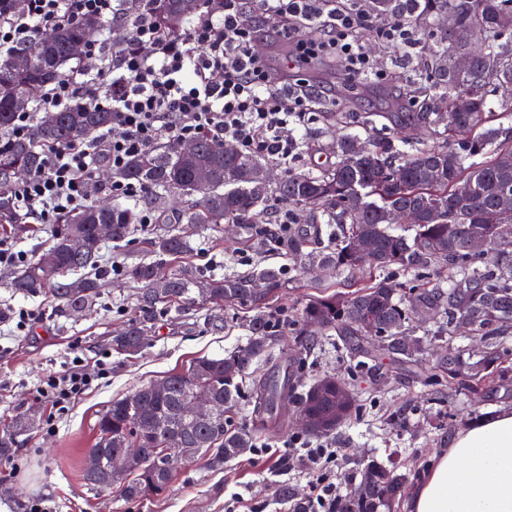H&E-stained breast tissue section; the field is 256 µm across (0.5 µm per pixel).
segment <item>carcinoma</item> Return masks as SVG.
I'll return each mask as SVG.
<instances>
[{
	"mask_svg": "<svg viewBox=\"0 0 512 512\" xmlns=\"http://www.w3.org/2000/svg\"><path fill=\"white\" fill-rule=\"evenodd\" d=\"M368 8L396 18L414 14L415 6L413 0H369ZM198 10L193 0H158L157 17L176 36ZM423 10L455 17L486 44L484 53L461 71L454 61L465 48L448 39V50L430 59L424 80L413 88L419 111L379 114L397 126L431 130L437 144L406 150L407 139L366 142L339 133L334 161L315 170L286 168L271 183L269 159L238 149L227 153L223 143L199 138L193 141L192 155L175 152L170 141L112 171V179L143 187L146 208L163 214L172 195L182 203L174 222H165L141 241L143 255L128 267V278L139 286L135 317L112 338V347L128 355L141 352L159 312L185 305L193 292L211 310L218 331L224 329V307H246L249 341L222 358H197L168 374V391L162 396L147 385L112 402L98 420L97 441L89 453L106 464L112 452L137 448L142 465L116 479L104 467L84 475L90 485L115 488L122 499L138 501L164 491L186 463L204 459L210 468L222 469L242 449L253 447L256 427L272 425L279 416L288 383L254 380L255 425L243 427L233 423L242 380L255 360L271 355L285 332L300 343L334 336L351 356L374 362L387 355L400 365L420 366L431 355L428 381L448 392V398L464 391L485 401L512 399V249L498 244L497 230L499 224H512V213L498 210L499 195L512 193V127L485 110L487 92L512 78V0H426ZM104 28L102 20L87 17L38 35L16 52L29 59L24 70L15 67V56L0 59V133L11 129L16 113L69 76L75 59L71 45L97 40ZM111 122L110 111L90 110L79 101L36 119L29 139L0 154V224L10 225L14 235L40 233L31 224L15 222L14 169L23 167L32 175L41 167L43 148L81 139ZM272 200L288 211L270 209ZM396 208L417 213L412 233L391 231L386 215ZM298 209L308 213L310 228L288 234V266L298 271L319 266L331 281L322 294L288 315L270 307L285 287L282 267L256 266L206 277L187 259L185 225L276 224L285 214L292 223ZM138 223L136 206L91 203L67 212L49 229L47 250L34 253L10 277L9 286L19 294H47L66 310L92 313L107 279L103 252L128 242ZM101 224L111 229L102 241L97 237ZM475 235L488 241L486 250L470 249L468 241ZM48 251L55 255L52 266L43 262ZM168 263L170 272L158 275ZM353 269L363 271L364 278L339 280ZM261 281L263 293L256 288ZM429 310L443 319H422L421 313ZM461 317L471 318V333L482 349L454 350V322ZM418 327L424 328L420 336ZM202 386L217 399L216 415L208 423L194 422L186 410L193 391ZM292 400L299 416L310 421L306 435L314 438L334 433L360 411L350 385L330 376ZM24 428L23 412L0 428V458L11 455L16 434ZM167 442L187 449L188 456L163 469L155 449ZM358 474L364 493L355 500L336 495L330 512H391L405 477L374 460Z\"/></svg>",
	"mask_w": 512,
	"mask_h": 512,
	"instance_id": "carcinoma-1",
	"label": "carcinoma"
}]
</instances>
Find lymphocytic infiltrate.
<instances>
[{"label": "lymphocytic infiltrate", "mask_w": 512, "mask_h": 512, "mask_svg": "<svg viewBox=\"0 0 512 512\" xmlns=\"http://www.w3.org/2000/svg\"><path fill=\"white\" fill-rule=\"evenodd\" d=\"M115 0H0V57L28 44L39 33L90 16L112 21L118 37L84 49L92 63L85 80L67 78L47 90L42 110L80 99L112 111V128L90 138L47 148L44 165L12 191L16 212L55 223L65 212L91 202L98 189V165L121 168L126 159L161 140L207 136L240 150L287 162L299 140L296 125L315 107L324 88L300 77L324 45L359 80L371 72L360 33L367 14L361 0H203L182 35L164 32L153 0H141L133 21H125ZM274 15L278 27H266ZM288 42L291 71L283 86L266 80L267 59L258 43ZM82 352L50 374L37 393L51 411L65 409L88 390L94 377ZM334 451L310 449L302 460L316 471L309 504L323 512L336 497L326 471Z\"/></svg>", "instance_id": "lymphocytic-infiltrate-1"}]
</instances>
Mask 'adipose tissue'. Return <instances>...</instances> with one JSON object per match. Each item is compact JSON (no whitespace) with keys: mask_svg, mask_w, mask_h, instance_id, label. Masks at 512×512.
I'll use <instances>...</instances> for the list:
<instances>
[{"mask_svg":"<svg viewBox=\"0 0 512 512\" xmlns=\"http://www.w3.org/2000/svg\"><path fill=\"white\" fill-rule=\"evenodd\" d=\"M410 512H512V407L455 432L412 489Z\"/></svg>","mask_w":512,"mask_h":512,"instance_id":"1","label":"adipose tissue"}]
</instances>
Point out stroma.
<instances>
[{
  "label": "stroma",
  "instance_id": "obj_1",
  "mask_svg": "<svg viewBox=\"0 0 512 512\" xmlns=\"http://www.w3.org/2000/svg\"><path fill=\"white\" fill-rule=\"evenodd\" d=\"M383 25L382 18L369 17L363 32L377 77L364 83L350 81L347 73L333 72L325 55L315 64L316 72L333 74L339 84L350 82L352 90L305 113L298 127L301 146L289 166L307 169L330 159L335 128L326 121V113H353L356 120L348 125L351 133L390 139L392 127L363 124V117L415 111V104L399 93L420 80L421 62L444 52L447 43L430 24L420 30L417 42L392 52L382 34ZM145 235V230H138L136 239L106 254L104 262L112 267L107 285L96 312L82 318L61 312L48 296L13 293L0 279V426L26 409L37 415L33 428L18 438L12 457L16 470L0 472V512H29L38 502L49 512H292L291 504L276 497V489L285 485L299 497H308L314 475L302 464L301 449H284L285 442L298 433L289 402L282 406L283 426L263 433L255 447L223 469L209 468L201 460L185 464L164 492L138 502L124 501L116 490L86 484L84 463L97 438V421L113 401L188 367L195 358L224 357L246 346L249 339L242 307H225L220 331L211 328L204 310L181 313L172 307L159 313L156 330L140 354L114 350L113 335L135 316L139 287L128 279L126 268L139 258V240ZM189 246L188 255L200 272L219 277L280 262L286 251L285 246L268 244L264 235L246 236L239 227L229 233L221 227L194 232ZM20 308L34 311L37 317L30 330L16 327L12 312ZM74 347L99 360L103 370L74 406L50 413L35 388L48 374L61 370ZM293 347V337H280L270 357L251 366L234 421L251 422L253 379L278 375L286 368L301 392L323 376L353 382L363 415L352 417L320 441L321 446L337 451L338 460L327 474L341 494L351 489V476L359 464L372 459L397 466L408 485H415L458 429L497 410L473 395L450 399L437 394L423 385L417 367H394L391 376L380 382L364 374L351 375L353 359L326 336L318 339L305 362L294 361ZM399 412L406 414L405 424L390 425V416Z\"/></svg>",
  "mask_w": 512,
  "mask_h": 512
}]
</instances>
